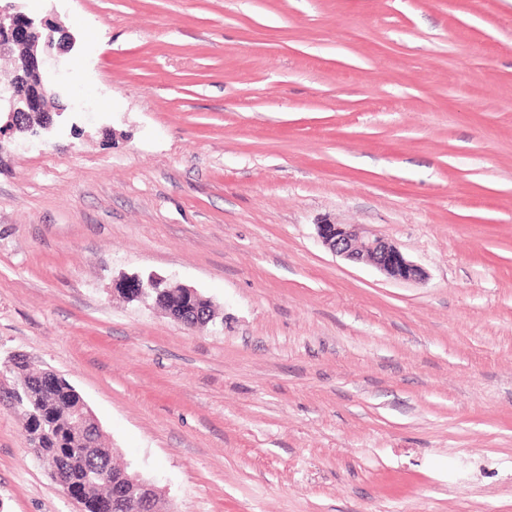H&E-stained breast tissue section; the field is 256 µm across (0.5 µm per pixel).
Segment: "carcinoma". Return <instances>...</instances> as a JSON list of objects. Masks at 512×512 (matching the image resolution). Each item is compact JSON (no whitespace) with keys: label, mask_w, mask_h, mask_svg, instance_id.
<instances>
[{"label":"carcinoma","mask_w":512,"mask_h":512,"mask_svg":"<svg viewBox=\"0 0 512 512\" xmlns=\"http://www.w3.org/2000/svg\"><path fill=\"white\" fill-rule=\"evenodd\" d=\"M12 365L20 379L8 398L16 402L15 411L26 423L37 458L58 467L65 485L82 497L86 512H108L105 499L114 495L133 497L134 491L125 481V469L110 463L100 467L94 483L87 482L85 434L71 415L79 396L68 390L67 380L46 370L31 372L23 358Z\"/></svg>","instance_id":"carcinoma-1"}]
</instances>
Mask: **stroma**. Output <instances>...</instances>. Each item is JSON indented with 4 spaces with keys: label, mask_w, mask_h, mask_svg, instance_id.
<instances>
[{
    "label": "stroma",
    "mask_w": 512,
    "mask_h": 512,
    "mask_svg": "<svg viewBox=\"0 0 512 512\" xmlns=\"http://www.w3.org/2000/svg\"><path fill=\"white\" fill-rule=\"evenodd\" d=\"M19 6L76 42L0 152V391L63 376L170 512H512V0ZM80 509L0 402V512ZM321 242L335 255L351 261H367L396 281H420L423 270L394 243L368 231L346 224H320ZM118 288H138L134 294H131L130 292H128V294L131 295L134 300H145L150 298L153 300L154 305L159 308H161L160 302L164 301L162 293L168 291V288H179L180 291L178 293L182 294L183 297L194 298L199 296L195 289L187 286L179 285L175 287H168L165 285V279L155 273H149L146 276L139 274L126 276L118 280L115 285V290Z\"/></svg>",
    "instance_id": "stroma-1"
}]
</instances>
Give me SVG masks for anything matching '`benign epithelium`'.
<instances>
[{
    "instance_id": "obj_1",
    "label": "benign epithelium",
    "mask_w": 512,
    "mask_h": 512,
    "mask_svg": "<svg viewBox=\"0 0 512 512\" xmlns=\"http://www.w3.org/2000/svg\"><path fill=\"white\" fill-rule=\"evenodd\" d=\"M58 26L48 20L37 21L19 10L14 0H0V55L18 53L15 67L0 73V150L1 138L20 133L35 137L50 128L52 116L42 105L51 90L48 75L50 58L45 55L53 46ZM317 235L334 254L351 261H367L396 281H420L423 270L394 243L368 231L346 224H318ZM115 288L135 289V300L152 299L155 306L164 301L165 279L155 273L126 276ZM71 414L75 424L99 428L87 403L79 401ZM128 484L138 492L140 503L163 512L162 491L156 484L136 472L125 473Z\"/></svg>"
}]
</instances>
